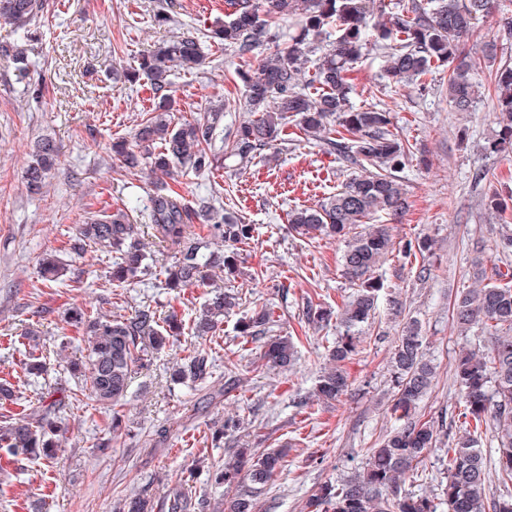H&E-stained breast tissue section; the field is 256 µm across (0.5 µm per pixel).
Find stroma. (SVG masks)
<instances>
[{
  "label": "stroma",
  "instance_id": "1",
  "mask_svg": "<svg viewBox=\"0 0 512 512\" xmlns=\"http://www.w3.org/2000/svg\"><path fill=\"white\" fill-rule=\"evenodd\" d=\"M163 6L173 18L166 26L154 21ZM227 11L224 0H45L33 68L24 79L4 53L17 37L11 26L0 24V379L11 382L18 395L16 403L0 405V418L40 401L66 399L63 464L0 460V512H28L37 498L44 512H112L117 498L135 491L166 496L190 467L199 473L189 484V497L221 512L226 490L212 481L213 470L230 461L236 449L282 446L288 453L258 494L257 512H303L312 490L353 477L392 429L390 357L407 321H418L425 355L436 368L432 388L416 409L422 420L438 422L457 413L451 362L462 349L489 345L487 338L466 337L451 327L448 300L456 289L471 285L476 254L487 256L489 264L504 261L512 267V256L501 259L495 250L501 231L512 230V197L502 198V219L490 218L486 210L487 197L499 184L512 185V157L485 149L497 129L495 97L483 87L472 111L451 110L444 68L426 90L406 84L378 90L379 59L373 50L350 73L352 102L390 111L411 145L402 172L409 207L378 221L391 227L394 241L426 238L432 249L411 256L396 251L377 267L382 297L373 319L361 328L359 352L346 364L352 389L334 405L310 404L336 328L309 326L304 307L313 301L341 309L355 288L341 272L342 243L291 236L288 213L334 193L348 169L323 144L306 141L292 120L285 122L277 148L247 162L225 156L224 134L251 117L244 89L232 79L240 58L204 38ZM503 23L497 13L475 27L469 49L480 76L489 70L487 44H495L497 60H512V39H503ZM183 34L203 38L206 62L175 70L169 94L176 116L201 119L217 112L221 118L213 146L217 166L203 174L179 172L177 189L191 201L221 197L225 212L254 225L255 232L236 250L240 273L233 279L216 272L181 293L171 292L166 270L179 253L155 242L149 270L132 283L111 286L110 252L93 247L77 255L64 243L89 209L122 208L136 219L145 213L155 175L146 165L126 170L113 157L112 144L131 138L155 101L149 86L115 75L154 45ZM41 138L56 144L58 161L47 186L35 195L27 192L22 172ZM478 169L487 178L476 185L471 174ZM47 253L63 266L54 282L38 273V261ZM226 290L240 298L234 314L212 335L185 332L153 355L117 407L82 395L79 379L60 364L61 358L81 357L84 347L63 321L66 308L80 305L127 317L146 304L159 317L174 313L189 324L214 292ZM262 307L273 315V335L290 337L297 347L290 370L266 366L260 357L264 337L237 330L240 316ZM29 327L39 332L36 357L50 365L33 381L20 367L21 336ZM193 351L208 355L211 378L199 385L174 381L175 369ZM116 412L127 425L117 438L112 435ZM229 414L239 415V429L213 441L214 424ZM106 439L112 448L103 454L97 445ZM447 467L443 440L406 489L441 496Z\"/></svg>",
  "mask_w": 512,
  "mask_h": 512
}]
</instances>
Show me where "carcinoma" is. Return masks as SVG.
<instances>
[{
	"instance_id": "carcinoma-1",
	"label": "carcinoma",
	"mask_w": 512,
	"mask_h": 512,
	"mask_svg": "<svg viewBox=\"0 0 512 512\" xmlns=\"http://www.w3.org/2000/svg\"><path fill=\"white\" fill-rule=\"evenodd\" d=\"M230 13L210 30L209 38L231 49L239 58H249L265 47L271 52L254 70L238 68L246 105L254 113L224 141V155L247 161L281 140L282 125L293 119L306 139L322 143L336 159L354 169L336 193L312 207L288 212V224L296 235L317 234L342 239L359 224L380 213L396 215L409 207L408 192L399 173L405 168L410 148L399 137L391 112L375 105L354 108V86L349 74L370 47L383 51L381 78L406 82L421 89L427 77L440 67L448 68V104L455 112L473 107L479 81L469 50L475 21L496 9L497 0H227ZM44 0H0V21L12 26L19 38L35 39L31 27L43 12ZM295 19L285 30L282 22ZM31 49L14 45L8 55L19 78L29 74ZM201 43L192 35L162 42L142 55L138 68L127 70L128 82L147 80L161 93L153 116L134 134L135 148L124 142L112 152L128 170L147 162L152 171L168 178L190 169L203 174L217 166L212 151L218 113L205 120L177 122L166 88L169 76L179 67L193 69L204 63ZM498 133L488 141L493 154L512 153V65L504 63L494 72ZM57 157L48 138L34 145L23 181L28 192L45 187ZM148 224L153 236L179 249L180 257L166 277L170 289L193 286L214 269L225 277L237 276L236 259L221 251L201 252L191 224L195 217L208 226L224 246L242 244L253 237L254 228L233 216L222 214L218 200H200L195 206L168 182L157 180L150 193ZM91 244L115 254L111 281L123 284L136 279L146 267L148 252L138 225L122 209L97 213L78 225L70 250L81 254ZM393 249L388 228L374 224L350 240L341 255L342 275L357 287L352 299L336 312L320 303H310L306 322L321 327L334 321L339 334L328 349L329 364L315 388V400L339 402L349 390L345 363L358 351L359 332L378 307L381 284L376 267ZM475 288H463L448 305L451 324L463 333L476 328L489 335L487 351H469L455 359L454 383L461 396L460 411L448 423V482L444 490L448 512H512V493L487 494L490 470L503 483L512 482V273L492 267L483 259L473 261ZM238 305V297L214 294L193 320L198 336L216 331L224 316ZM64 322L87 343L84 360L67 362L85 382L87 397L98 404L117 405L128 393L135 371L150 361L153 353L183 334L176 314L165 319L144 306L129 317L112 318L81 306L66 310ZM272 314L262 308L238 322L244 336H257L269 329ZM296 347L289 338L269 341L266 364L286 370L294 364ZM393 410L398 424L379 447L373 449L362 472L342 484L326 482L305 502V512H437V503L426 495L403 490L406 479L436 447L440 430L431 420L413 418L417 402L430 390L435 368L423 352V336L416 322L408 323L391 356ZM212 374L208 356L199 351L185 358L176 376L179 380L205 383ZM53 403L0 422V454L42 459L52 466L65 449L56 436L62 432ZM492 424L493 444L479 445V428ZM279 449L256 455L250 448L238 450L232 462L213 473L215 483L237 488L224 499V512H256V497L281 468ZM191 476L179 478L169 496L158 502L143 492L124 496L114 512H186L184 486Z\"/></svg>"
}]
</instances>
